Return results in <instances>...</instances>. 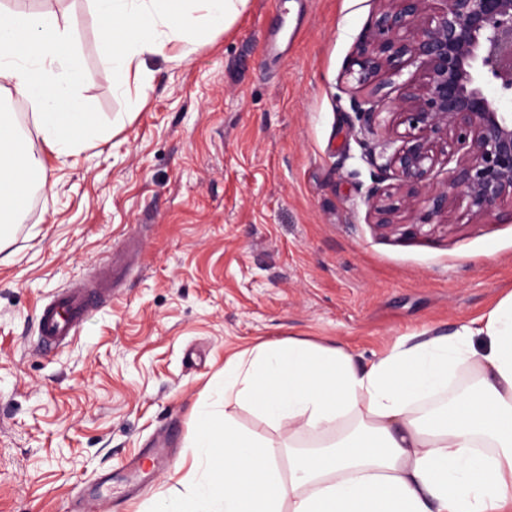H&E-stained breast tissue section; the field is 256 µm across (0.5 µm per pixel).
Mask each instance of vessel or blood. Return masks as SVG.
Listing matches in <instances>:
<instances>
[{"mask_svg":"<svg viewBox=\"0 0 512 512\" xmlns=\"http://www.w3.org/2000/svg\"><path fill=\"white\" fill-rule=\"evenodd\" d=\"M111 287L110 278L102 275L88 285L68 288L50 297L39 312L42 347L56 348L72 339L99 299L110 293Z\"/></svg>","mask_w":512,"mask_h":512,"instance_id":"1","label":"vessel or blood"}]
</instances>
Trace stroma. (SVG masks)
Segmentation results:
<instances>
[{"label":"stroma","instance_id":"stroma-1","mask_svg":"<svg viewBox=\"0 0 512 512\" xmlns=\"http://www.w3.org/2000/svg\"><path fill=\"white\" fill-rule=\"evenodd\" d=\"M80 45L81 94L105 140L59 160L19 112L45 186L9 228L0 265V512H149L190 490V436L224 417V363L289 336L345 346L365 364L406 336L447 335L512 291V222L459 199L440 225L404 206L364 156L352 95L371 97L379 139L414 75L360 87L347 71L380 0H249L149 82L116 92L88 0H62ZM394 206L381 233L371 187ZM129 268L68 345L38 348V310L108 258ZM170 469L156 470L154 442ZM140 459L136 492L124 468ZM113 480L99 485L102 475Z\"/></svg>","mask_w":512,"mask_h":512}]
</instances>
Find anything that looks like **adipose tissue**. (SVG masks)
I'll list each match as a JSON object with an SVG mask.
<instances>
[{
	"instance_id": "obj_1",
	"label": "adipose tissue",
	"mask_w": 512,
	"mask_h": 512,
	"mask_svg": "<svg viewBox=\"0 0 512 512\" xmlns=\"http://www.w3.org/2000/svg\"><path fill=\"white\" fill-rule=\"evenodd\" d=\"M59 0L0 6V91L31 110L65 158L94 142L80 48ZM115 90L145 83V60L235 21L248 0H91ZM44 165L0 114V216ZM247 411L263 430L236 417ZM192 445L206 468L153 512H512V292L447 336L409 339L358 365L340 345L291 337L224 363V421Z\"/></svg>"
}]
</instances>
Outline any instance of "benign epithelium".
I'll return each mask as SVG.
<instances>
[{
    "mask_svg": "<svg viewBox=\"0 0 512 512\" xmlns=\"http://www.w3.org/2000/svg\"><path fill=\"white\" fill-rule=\"evenodd\" d=\"M390 6L362 34L348 71L361 86L386 84L403 67L416 77L397 99L392 140L369 148L371 162L390 170L418 197L429 219L459 197L476 217H495L512 202V0H388ZM361 129L374 132L369 101H352ZM457 156L445 182L434 181L439 156Z\"/></svg>",
    "mask_w": 512,
    "mask_h": 512,
    "instance_id": "benign-epithelium-1",
    "label": "benign epithelium"
}]
</instances>
